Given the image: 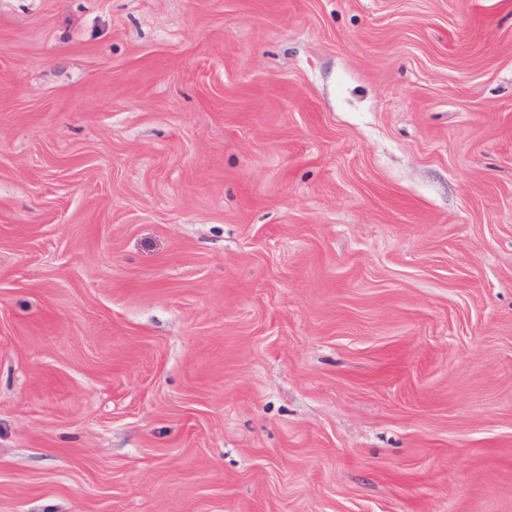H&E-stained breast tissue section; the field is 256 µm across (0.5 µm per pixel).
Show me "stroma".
<instances>
[{"instance_id": "1", "label": "stroma", "mask_w": 512, "mask_h": 512, "mask_svg": "<svg viewBox=\"0 0 512 512\" xmlns=\"http://www.w3.org/2000/svg\"><path fill=\"white\" fill-rule=\"evenodd\" d=\"M0 512H512V0H0Z\"/></svg>"}]
</instances>
